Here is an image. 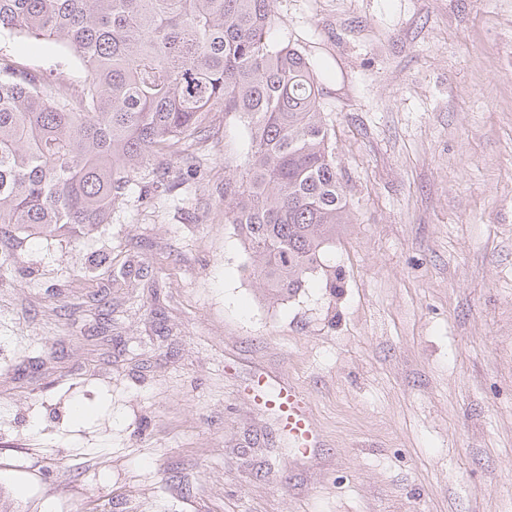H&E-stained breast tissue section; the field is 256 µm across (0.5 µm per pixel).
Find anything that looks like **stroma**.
I'll list each match as a JSON object with an SVG mask.
<instances>
[{
	"label": "stroma",
	"instance_id": "obj_1",
	"mask_svg": "<svg viewBox=\"0 0 512 512\" xmlns=\"http://www.w3.org/2000/svg\"><path fill=\"white\" fill-rule=\"evenodd\" d=\"M323 87L353 222L281 301L243 275L212 113L168 192L0 270V512H512V0H273ZM0 55L51 75L39 43ZM143 268L82 310L84 263ZM292 383L301 454L253 399ZM84 409L76 416L74 407Z\"/></svg>",
	"mask_w": 512,
	"mask_h": 512
}]
</instances>
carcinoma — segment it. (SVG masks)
<instances>
[{"instance_id": "1", "label": "carcinoma", "mask_w": 512, "mask_h": 512, "mask_svg": "<svg viewBox=\"0 0 512 512\" xmlns=\"http://www.w3.org/2000/svg\"><path fill=\"white\" fill-rule=\"evenodd\" d=\"M272 0H0V34L49 42L86 77L77 98L0 62V227L13 249L109 223L147 157H182L210 114L249 148L224 173L242 270L283 300L351 223L321 82L275 43Z\"/></svg>"}]
</instances>
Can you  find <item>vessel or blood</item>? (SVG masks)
Returning <instances> with one entry per match:
<instances>
[{
    "label": "vessel or blood",
    "instance_id": "vessel-or-blood-1",
    "mask_svg": "<svg viewBox=\"0 0 512 512\" xmlns=\"http://www.w3.org/2000/svg\"><path fill=\"white\" fill-rule=\"evenodd\" d=\"M264 406L277 414L280 424L290 440L300 450H308L319 444L310 416V402L296 387L280 388L266 396Z\"/></svg>",
    "mask_w": 512,
    "mask_h": 512
}]
</instances>
